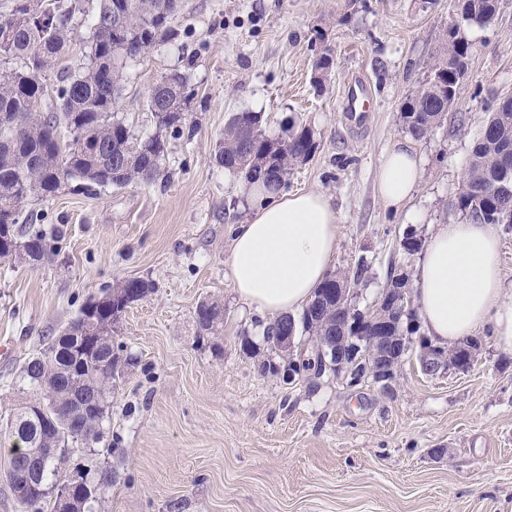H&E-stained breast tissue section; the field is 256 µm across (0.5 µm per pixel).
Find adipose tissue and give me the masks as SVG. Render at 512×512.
Segmentation results:
<instances>
[{"mask_svg": "<svg viewBox=\"0 0 512 512\" xmlns=\"http://www.w3.org/2000/svg\"><path fill=\"white\" fill-rule=\"evenodd\" d=\"M420 178L412 143L396 142L381 161L378 193L387 206L401 208ZM338 229L336 210L322 192L253 189L227 260L240 300L269 320L302 310L330 270ZM499 251L497 225L466 218L434 226L416 265L413 299L435 344L487 336L512 350V287Z\"/></svg>", "mask_w": 512, "mask_h": 512, "instance_id": "ef3b65f1", "label": "adipose tissue"}]
</instances>
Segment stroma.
<instances>
[{
    "label": "stroma",
    "mask_w": 512,
    "mask_h": 512,
    "mask_svg": "<svg viewBox=\"0 0 512 512\" xmlns=\"http://www.w3.org/2000/svg\"><path fill=\"white\" fill-rule=\"evenodd\" d=\"M459 0H181L176 41L126 69L117 112L135 136L155 130V80L189 77L193 138H174L167 176L152 185L75 191L29 204L35 223L64 225L55 260H0V429L17 407L25 360L42 351L89 299L116 281L154 285L112 334L131 361L112 396L98 445L116 482L97 512H512V351L483 341L468 372L429 376L406 356L388 388L322 377L287 385L262 374L244 341L263 347L260 319L225 276L231 229L249 199L218 167L214 146L232 113L264 115L267 133L288 121L312 128L314 156L288 180L317 190L339 217L334 270L369 264L359 307L380 297L390 273L414 272L406 234L460 220L458 188L473 147L502 97L512 95V0L493 25H465L468 74L441 125L415 141L423 175L395 212L376 191L380 160L406 139L401 107L460 18ZM95 0L80 35L47 74L78 67ZM331 49L324 88L312 65ZM364 75L373 95L364 126L341 110L344 84ZM224 306L217 332L199 337L204 298ZM443 456H433V449Z\"/></svg>",
    "instance_id": "stroma-1"
}]
</instances>
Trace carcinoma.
<instances>
[{
    "label": "carcinoma",
    "instance_id": "carcinoma-1",
    "mask_svg": "<svg viewBox=\"0 0 512 512\" xmlns=\"http://www.w3.org/2000/svg\"><path fill=\"white\" fill-rule=\"evenodd\" d=\"M81 2L10 0L8 12L0 14V238L6 246L0 259L29 264L37 255L50 262L61 252L66 231L59 225L47 231L31 223L26 213L30 202L54 195L71 181L86 189L153 184L164 173L167 136L195 135V125L187 122V76L178 71L161 76L150 88L147 106L156 122L153 135L135 137L116 112L126 64L177 37L172 26L178 12L176 0H96L82 62L59 77L47 110H39L47 71L76 36L73 19L81 11ZM43 4L49 16L29 17ZM498 9L499 0H462L461 18L489 26ZM118 22L124 29L122 37L113 33ZM457 28L456 24L443 34L428 70L402 107V126L417 139L445 119L465 72L472 44L458 37ZM15 60L21 61L20 66H10ZM332 63L328 50L314 60L316 86L328 79ZM503 108L512 112L511 98L499 102L485 121L457 204L469 217L511 228L512 165L504 163V156L512 154V125L502 120ZM60 127L69 133L79 131L86 147H69L59 136ZM315 150L312 131L306 126L291 125L285 134L275 136L263 129L262 113L236 112L215 144L214 159L240 180L244 192L261 185L269 193H278L288 185L295 167L307 162ZM368 269L361 259L351 271L329 274L300 316L282 315L262 327L267 350L273 351L274 339L287 327L294 335L306 337L296 349L291 366L294 374L323 375L321 352L327 344L339 336L356 334L352 328H341L336 313L354 307L351 286L362 282ZM394 290L403 294L408 314L391 311L388 299ZM151 291L150 282L129 278L105 289L104 297L134 303ZM411 298L410 275L394 274L375 307H354V317L384 322L391 335L406 339L416 329L417 311L411 308ZM93 307H98L95 300L83 305L44 351L25 362L20 382L29 398L7 420L4 431L5 439L28 450L14 458L17 466L27 470L33 484L45 488L66 482V464L74 449H85V464L81 465L85 480L102 484L100 497L89 504L88 512L112 494V467L95 460L94 445L102 438L112 391L122 378L119 365L124 352V345L109 335L112 312L92 316L93 325L85 326L84 319ZM195 322L199 335L213 334L224 323V306L214 299L200 301ZM76 392L96 396L98 411L86 417L71 416V395Z\"/></svg>",
    "mask_w": 512,
    "mask_h": 512
}]
</instances>
